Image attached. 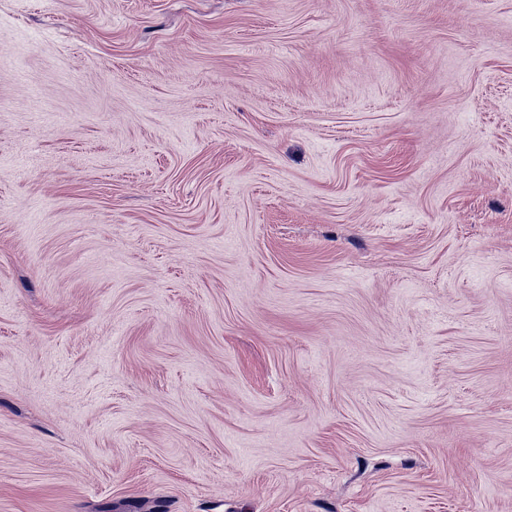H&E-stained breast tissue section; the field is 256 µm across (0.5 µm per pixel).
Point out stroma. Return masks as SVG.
<instances>
[{"label": "stroma", "mask_w": 512, "mask_h": 512, "mask_svg": "<svg viewBox=\"0 0 512 512\" xmlns=\"http://www.w3.org/2000/svg\"><path fill=\"white\" fill-rule=\"evenodd\" d=\"M0 512H512V0H0Z\"/></svg>", "instance_id": "stroma-1"}]
</instances>
